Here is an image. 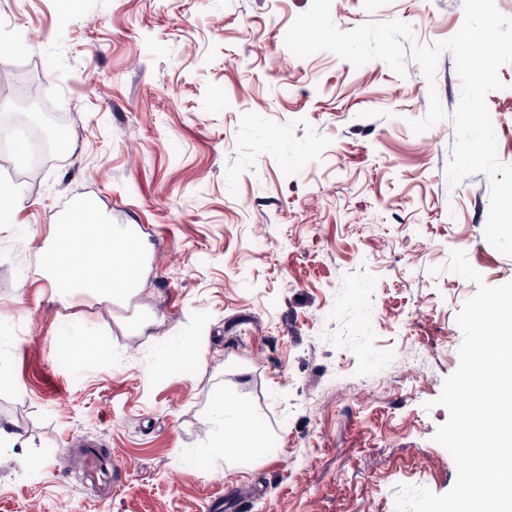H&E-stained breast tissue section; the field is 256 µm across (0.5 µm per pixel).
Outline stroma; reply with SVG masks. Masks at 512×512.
Listing matches in <instances>:
<instances>
[{
  "instance_id": "obj_1",
  "label": "stroma",
  "mask_w": 512,
  "mask_h": 512,
  "mask_svg": "<svg viewBox=\"0 0 512 512\" xmlns=\"http://www.w3.org/2000/svg\"><path fill=\"white\" fill-rule=\"evenodd\" d=\"M311 0H0V42L39 72L40 104L68 145L37 182L11 156L23 205L0 223V512H395L403 485L448 492L433 436L458 366V312L477 290L446 271L465 252L490 286L512 257L484 234L490 180L449 184L451 121L410 120L461 81L451 53L427 81L299 58L283 34ZM336 26L401 20L416 42L453 36L462 0H332ZM487 96L512 164V63ZM148 246L129 306L73 300L43 274L64 201ZM156 323L137 333L134 316ZM114 357L74 362V327ZM184 345L187 364L165 368ZM232 394L265 425L236 462L213 411ZM111 450L128 474L100 499L70 450Z\"/></svg>"
}]
</instances>
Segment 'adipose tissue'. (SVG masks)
<instances>
[{"label":"adipose tissue","instance_id":"ef3b65f1","mask_svg":"<svg viewBox=\"0 0 512 512\" xmlns=\"http://www.w3.org/2000/svg\"><path fill=\"white\" fill-rule=\"evenodd\" d=\"M73 221L76 230L64 237H52L44 247L49 276L68 284L75 293L87 292L98 300L112 302L130 297L144 279L146 243L135 238L121 240L115 225L93 223L79 213ZM88 222L94 228L86 233L81 226ZM217 420L226 459L260 446L264 430L261 419L235 397L225 396Z\"/></svg>","mask_w":512,"mask_h":512}]
</instances>
